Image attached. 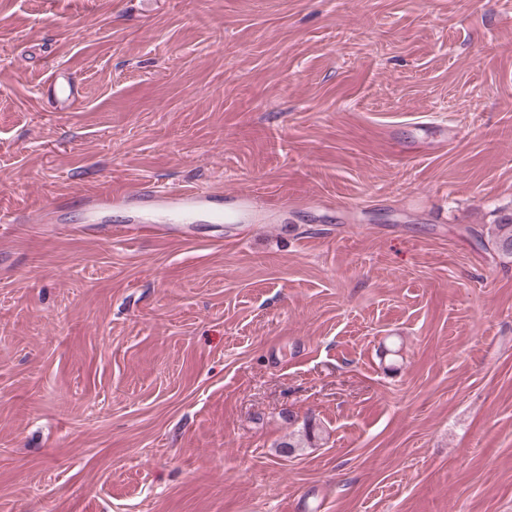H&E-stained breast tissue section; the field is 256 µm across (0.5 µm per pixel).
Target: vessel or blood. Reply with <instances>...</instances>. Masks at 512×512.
<instances>
[{
  "label": "vessel or blood",
  "instance_id": "vessel-or-blood-1",
  "mask_svg": "<svg viewBox=\"0 0 512 512\" xmlns=\"http://www.w3.org/2000/svg\"><path fill=\"white\" fill-rule=\"evenodd\" d=\"M81 205L90 218L103 217L123 209L137 214L136 228L114 226L112 232L123 241L142 237L168 238L174 225L196 223L200 214H209L215 222H223L225 214H245L258 224L274 223L275 218L263 196L233 192L218 195L207 188L150 187L122 195L87 194Z\"/></svg>",
  "mask_w": 512,
  "mask_h": 512
}]
</instances>
